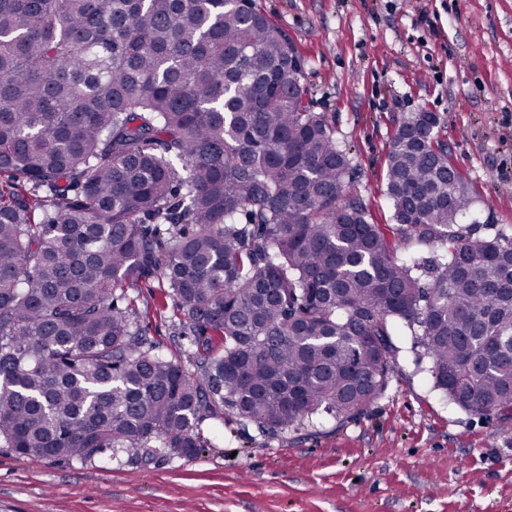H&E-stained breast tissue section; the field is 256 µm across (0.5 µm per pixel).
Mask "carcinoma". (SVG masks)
<instances>
[{
	"mask_svg": "<svg viewBox=\"0 0 512 512\" xmlns=\"http://www.w3.org/2000/svg\"><path fill=\"white\" fill-rule=\"evenodd\" d=\"M255 0H0V442L21 457H193L219 415L345 423L411 333L448 403L512 411V236L472 203L431 112L400 124V256ZM41 210L35 221V210ZM157 279L189 371L124 289Z\"/></svg>",
	"mask_w": 512,
	"mask_h": 512,
	"instance_id": "cac0c4a2",
	"label": "carcinoma"
}]
</instances>
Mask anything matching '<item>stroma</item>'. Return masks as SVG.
<instances>
[{"label":"stroma","mask_w":512,"mask_h":512,"mask_svg":"<svg viewBox=\"0 0 512 512\" xmlns=\"http://www.w3.org/2000/svg\"><path fill=\"white\" fill-rule=\"evenodd\" d=\"M303 62L312 111L356 172L369 222L395 248L387 153L431 112L481 232L512 234V0H256ZM158 352L184 361L183 320L158 281L127 288ZM384 394L358 418L271 431L206 420L194 458H21L0 447V512H512V412L451 405L409 337Z\"/></svg>","instance_id":"1"}]
</instances>
